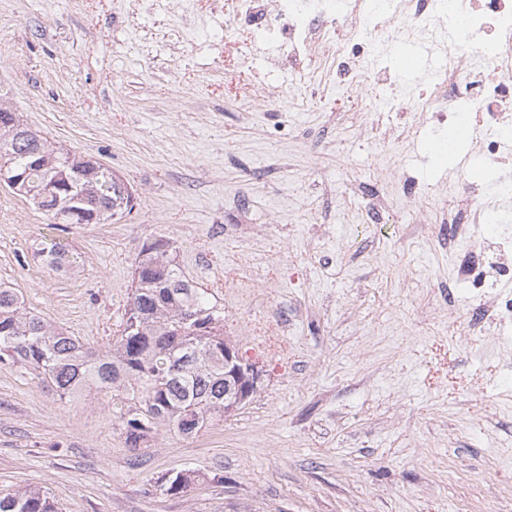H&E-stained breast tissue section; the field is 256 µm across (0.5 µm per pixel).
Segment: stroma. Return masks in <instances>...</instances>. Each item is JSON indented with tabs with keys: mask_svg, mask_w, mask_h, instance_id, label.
Returning a JSON list of instances; mask_svg holds the SVG:
<instances>
[{
	"mask_svg": "<svg viewBox=\"0 0 512 512\" xmlns=\"http://www.w3.org/2000/svg\"><path fill=\"white\" fill-rule=\"evenodd\" d=\"M127 0H0V98L57 147L121 176L134 208L105 224H56L0 186V282L83 345L116 335L134 261L169 239L224 334L255 358L258 392L186 437L162 427L130 450L120 408L90 388L59 400L22 364H0V495L30 485L59 512H512V408L448 391L440 309L448 251L428 224L369 222L382 148L359 136L345 92L326 110L271 68V99L242 116L224 96L193 11L131 20ZM418 138L391 164L436 183L452 163ZM59 243L79 265L50 271ZM205 474L182 495L170 471Z\"/></svg>",
	"mask_w": 512,
	"mask_h": 512,
	"instance_id": "1",
	"label": "stroma"
}]
</instances>
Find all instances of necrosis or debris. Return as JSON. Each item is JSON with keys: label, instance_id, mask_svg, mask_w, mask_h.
<instances>
[{"label": "necrosis or debris", "instance_id": "1", "mask_svg": "<svg viewBox=\"0 0 512 512\" xmlns=\"http://www.w3.org/2000/svg\"><path fill=\"white\" fill-rule=\"evenodd\" d=\"M201 10L209 29L239 33L224 44V70L238 79L244 111L266 103L257 50L269 46L271 64L352 92L375 139L396 147L463 123L481 163L512 167V0H202ZM410 47L439 62L420 89L403 88L399 71L381 64ZM393 182L416 222L447 229L457 253L444 293L456 348L488 332L511 342L512 183L475 180L464 162L441 185L405 172ZM461 286L474 301L464 315L455 309Z\"/></svg>", "mask_w": 512, "mask_h": 512}]
</instances>
